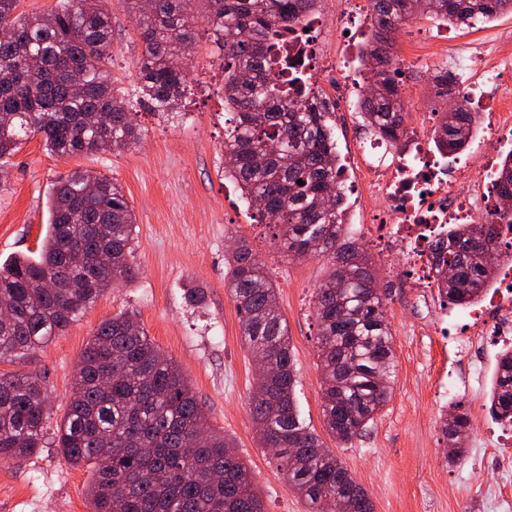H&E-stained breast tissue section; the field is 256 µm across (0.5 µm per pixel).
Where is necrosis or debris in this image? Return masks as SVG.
<instances>
[{
	"mask_svg": "<svg viewBox=\"0 0 512 512\" xmlns=\"http://www.w3.org/2000/svg\"><path fill=\"white\" fill-rule=\"evenodd\" d=\"M371 0H338V15L329 18L315 14L304 22L300 34L302 62L307 70H315L326 55L328 41H342L346 34L357 33L368 26ZM451 66L467 69L471 81L459 84L454 93L468 110L474 111L476 122L485 132L481 150L482 162L475 168L442 165L430 147L424 122L405 127L400 154L387 165L370 164L366 184L372 195L382 198L381 222L387 227L379 239V251H390L394 245L405 247V271L414 287L434 285L431 242L444 235L452 224H495L500 210L490 193L489 173L496 161V147L505 130L512 128L508 106L512 100L500 97L498 106L485 105L486 88H498L503 73L496 56H489L478 46L456 43L440 45ZM336 93L339 108L365 96L369 89L366 69L356 55L338 54L334 68L325 74ZM474 339L463 351L475 354L478 337L508 339L512 336V305L494 304L472 324Z\"/></svg>",
	"mask_w": 512,
	"mask_h": 512,
	"instance_id": "1",
	"label": "necrosis or debris"
}]
</instances>
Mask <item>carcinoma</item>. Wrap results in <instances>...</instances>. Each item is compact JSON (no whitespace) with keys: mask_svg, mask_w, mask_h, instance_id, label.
<instances>
[{"mask_svg":"<svg viewBox=\"0 0 512 512\" xmlns=\"http://www.w3.org/2000/svg\"><path fill=\"white\" fill-rule=\"evenodd\" d=\"M125 0L143 44L138 100L166 117L183 112L190 85L178 61L190 53L189 4L197 2L222 52L224 177L288 252L318 253L332 271L316 288L317 359L323 416L340 444L359 435L388 401L394 371L392 333L373 260L344 223L342 165L323 95L294 72L281 82L274 69L293 65L273 43L312 15L320 0ZM20 0H0V165L23 138L38 135L55 156L114 150L140 139L128 95L110 69L112 23L107 0H59L54 9L26 14ZM372 34L360 57L370 66L371 90L356 105L361 128L400 146L403 99L392 67L390 35L403 20L429 17L460 26L512 14V0H372ZM476 121L459 106L443 113L433 143L443 155L474 141ZM303 184H298V181ZM497 199L512 198V153L499 165ZM46 234L36 257L0 263V359L34 351L61 335L108 288L135 277L131 242L135 216L121 186L88 170L56 177L48 199ZM492 224H456L433 244L435 283L442 302L476 304L496 276L486 249H498ZM84 245L86 264L68 263V244ZM108 255L111 270L95 257ZM225 287L240 316L255 373L250 413L261 448L274 450L286 487L309 512H374L367 491L299 419L296 375L277 288L261 262L241 246L227 260ZM52 274L58 295L39 288ZM490 415L512 425V349L499 356ZM75 390L61 422L48 432L53 407L44 381L27 374L0 376V461H22L52 445L73 466L93 472L90 512H265L248 464L230 436L209 426L177 363L125 312L103 321L84 348ZM467 412L454 406L442 421L445 437L462 441Z\"/></svg>","mask_w":512,"mask_h":512,"instance_id":"cac0c4a2","label":"carcinoma"}]
</instances>
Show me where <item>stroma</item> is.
<instances>
[{"mask_svg": "<svg viewBox=\"0 0 512 512\" xmlns=\"http://www.w3.org/2000/svg\"><path fill=\"white\" fill-rule=\"evenodd\" d=\"M112 16V77L134 91L142 46L123 0H108ZM443 39L477 43L493 50L512 29V14L473 27H449L416 19L395 35L394 51L407 52L418 29ZM189 62L193 80L186 113L163 118L139 106V142L120 151L57 157L40 137L24 141L0 175V262L36 251L48 221L47 192L53 179L75 168L117 181L136 216L132 243L135 278L109 289L84 316L44 347L0 361V374L42 377L53 399V420H61L74 389L77 364L98 325L119 312L132 314L162 352L188 377L210 424L234 438L249 464L266 512H308L291 493L271 453L259 448L250 414L254 362L242 349L236 303L224 286L225 258L246 246L265 266L278 290L288 323L298 383L296 400L306 426L339 457L373 500L375 512H504L501 497L512 498V463L491 451L498 425L488 411L501 344L492 342L482 359L459 352L462 326L478 317L484 303L468 308L443 305L436 289L419 291L389 269L370 236L376 201L368 192H350L345 204L349 230L372 257L384 297L395 351L393 394L373 423L348 444L327 431L323 420L321 371L316 356L318 325L313 296L331 264L322 256L289 255L265 225L255 222L238 188L224 177V78L218 49L205 22L192 28ZM428 67L401 75L404 98L442 113L444 99L429 93L428 69L442 61L429 49ZM336 149L348 163L350 185L360 184L369 148L356 114L337 119ZM199 289L200 304L187 302ZM444 317L446 335L436 333ZM453 384L454 393L444 392ZM462 405L470 417L463 456L444 459L441 432L445 413ZM91 470L74 466L53 448L20 463L0 461V512H89Z\"/></svg>", "mask_w": 512, "mask_h": 512, "instance_id": "1", "label": "stroma"}]
</instances>
